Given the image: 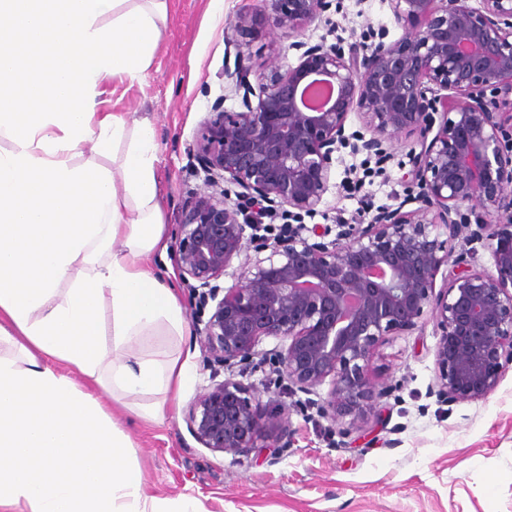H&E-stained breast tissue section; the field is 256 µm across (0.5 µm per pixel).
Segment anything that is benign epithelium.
<instances>
[{
	"label": "benign epithelium",
	"instance_id": "obj_1",
	"mask_svg": "<svg viewBox=\"0 0 512 512\" xmlns=\"http://www.w3.org/2000/svg\"><path fill=\"white\" fill-rule=\"evenodd\" d=\"M387 2L406 29L397 40L383 26L359 43L298 40L330 25L334 0H258L227 24L240 58L266 26L294 39L299 55L293 64L278 54L263 72L240 62L226 71L225 94L192 144L204 188L183 202L172 249L211 372L187 423L212 452L274 457L290 446L288 408L263 401L273 385L294 397L330 383L308 404L332 430L347 417L356 427L379 399L374 349L428 318L439 331L441 402L487 398L512 365V0ZM229 98L239 110L224 109ZM403 132L416 137L403 176L416 209L303 224L338 155L363 154L366 173L382 175ZM227 184L239 188L233 202ZM279 216L290 223L263 234L262 220ZM459 238L487 249L495 272L474 269L467 249L454 253ZM235 262L234 283L218 285ZM268 338L277 345L259 352ZM261 369L262 386L241 381Z\"/></svg>",
	"mask_w": 512,
	"mask_h": 512
}]
</instances>
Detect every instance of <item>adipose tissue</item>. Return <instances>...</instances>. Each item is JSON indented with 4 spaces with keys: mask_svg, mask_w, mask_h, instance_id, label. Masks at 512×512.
Here are the masks:
<instances>
[{
    "mask_svg": "<svg viewBox=\"0 0 512 512\" xmlns=\"http://www.w3.org/2000/svg\"><path fill=\"white\" fill-rule=\"evenodd\" d=\"M168 21V0H0V344L18 351L0 354V512H201L146 495L130 441L80 384L155 395L139 413L159 420L158 394L194 379L143 352L188 329L154 266L168 249L155 130L100 108L105 81L144 82Z\"/></svg>",
    "mask_w": 512,
    "mask_h": 512,
    "instance_id": "obj_1",
    "label": "adipose tissue"
}]
</instances>
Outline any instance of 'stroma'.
I'll return each mask as SVG.
<instances>
[{"label": "stroma", "instance_id": "1", "mask_svg": "<svg viewBox=\"0 0 512 512\" xmlns=\"http://www.w3.org/2000/svg\"><path fill=\"white\" fill-rule=\"evenodd\" d=\"M251 0H224L222 15L205 14L206 0H169L170 21L145 83L113 80L104 86L103 108L132 118L149 117L158 142V167L167 230L179 222L184 199L203 184L189 148L200 122L224 93V69L235 49L224 38L229 20ZM330 18L348 41L367 26L395 24L386 0H342ZM413 144L401 134L385 174H363L364 158L343 155L333 180L358 177L359 185L329 190L311 221H362L368 208L398 207L406 196L401 166ZM433 322L388 337L372 356L370 380L383 397L377 418L344 436L329 431L315 408L286 398L292 444L279 458L239 457L203 448L190 434L186 412L210 382L195 332L159 336L147 352L180 356L195 380L171 401L161 422L126 410L116 421L133 446L147 495L196 499L203 512H512V368L483 400L447 405L438 389Z\"/></svg>", "mask_w": 512, "mask_h": 512}]
</instances>
